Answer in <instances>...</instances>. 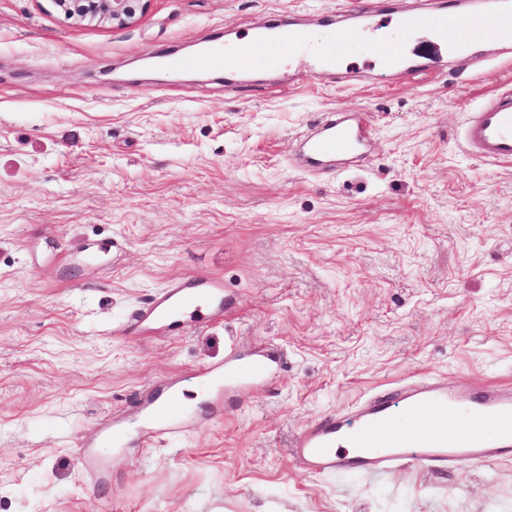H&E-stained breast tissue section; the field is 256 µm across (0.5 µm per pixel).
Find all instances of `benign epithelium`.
<instances>
[{"instance_id": "obj_1", "label": "benign epithelium", "mask_w": 512, "mask_h": 512, "mask_svg": "<svg viewBox=\"0 0 512 512\" xmlns=\"http://www.w3.org/2000/svg\"><path fill=\"white\" fill-rule=\"evenodd\" d=\"M49 7L84 27L123 29L137 22L151 0H47Z\"/></svg>"}]
</instances>
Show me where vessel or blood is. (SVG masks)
<instances>
[{
  "label": "vessel or blood",
  "instance_id": "obj_1",
  "mask_svg": "<svg viewBox=\"0 0 512 512\" xmlns=\"http://www.w3.org/2000/svg\"><path fill=\"white\" fill-rule=\"evenodd\" d=\"M343 12L358 15L360 28L341 27L343 36L377 34V18L361 0H345ZM442 40L467 24L489 26L504 43H512V0H497L486 17L465 20L451 10L427 19ZM307 50L312 74L333 68L335 59L312 48L301 28H260L242 37L229 49L214 48L187 59L186 67H221L235 70L249 56L260 53L277 60L291 50ZM460 141L470 153L487 161L512 162V90L496 92L468 113L461 126ZM371 142L364 118H349L326 112L299 148V162L315 175L333 158L360 157ZM224 319V281L215 275L170 279L145 307L136 310L128 327L139 335H184L195 325ZM186 406L173 382L139 402L128 415L109 420L98 437L113 445L132 438L147 442L183 434L188 418ZM512 457V383L483 382L451 390L438 381L413 380L377 390L350 412L328 414L315 420L298 435L292 452L294 466L311 474L338 469L380 474L402 463L426 468L451 466L469 458L492 463Z\"/></svg>",
  "mask_w": 512,
  "mask_h": 512
}]
</instances>
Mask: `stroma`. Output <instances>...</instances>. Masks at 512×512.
Instances as JSON below:
<instances>
[{
    "instance_id": "1",
    "label": "stroma",
    "mask_w": 512,
    "mask_h": 512,
    "mask_svg": "<svg viewBox=\"0 0 512 512\" xmlns=\"http://www.w3.org/2000/svg\"><path fill=\"white\" fill-rule=\"evenodd\" d=\"M337 0H152L124 29L74 25L44 0H0V512H512V458L445 470L309 475L290 449L370 389L435 377L512 380V165L457 141L466 112L512 85L488 29L430 50L426 73L366 68ZM308 27L337 70L304 56L251 77L145 71V58ZM328 111L360 112L363 158L321 177L293 164ZM118 238L119 256L94 249ZM218 275L224 321L137 336L129 315L168 279ZM269 354L202 420V365ZM189 434L92 437L168 378Z\"/></svg>"
}]
</instances>
